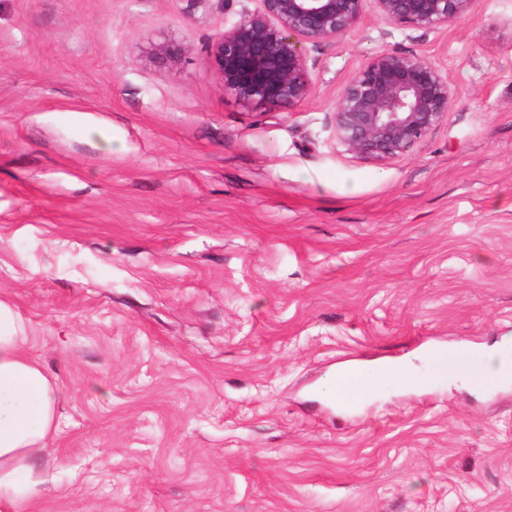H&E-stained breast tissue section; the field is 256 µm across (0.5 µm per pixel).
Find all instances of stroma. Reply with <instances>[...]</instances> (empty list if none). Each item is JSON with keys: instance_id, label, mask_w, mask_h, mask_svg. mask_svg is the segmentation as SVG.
<instances>
[{"instance_id": "1", "label": "stroma", "mask_w": 512, "mask_h": 512, "mask_svg": "<svg viewBox=\"0 0 512 512\" xmlns=\"http://www.w3.org/2000/svg\"><path fill=\"white\" fill-rule=\"evenodd\" d=\"M256 5L0 0V296L59 387L24 512H512V377L330 386L512 341V0L427 32L367 9L289 110L204 53ZM383 51L454 96L380 165L332 111Z\"/></svg>"}]
</instances>
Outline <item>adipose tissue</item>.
<instances>
[{
    "instance_id": "1",
    "label": "adipose tissue",
    "mask_w": 512,
    "mask_h": 512,
    "mask_svg": "<svg viewBox=\"0 0 512 512\" xmlns=\"http://www.w3.org/2000/svg\"><path fill=\"white\" fill-rule=\"evenodd\" d=\"M439 366L455 362L463 373L505 378L512 375V343L466 352L440 348ZM58 390L28 350L15 308L0 298V512H21L44 480L34 469L58 428Z\"/></svg>"
}]
</instances>
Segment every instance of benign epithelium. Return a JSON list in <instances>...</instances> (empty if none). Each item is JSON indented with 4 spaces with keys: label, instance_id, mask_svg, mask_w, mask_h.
Returning a JSON list of instances; mask_svg holds the SVG:
<instances>
[{
    "label": "benign epithelium",
    "instance_id": "obj_1",
    "mask_svg": "<svg viewBox=\"0 0 512 512\" xmlns=\"http://www.w3.org/2000/svg\"><path fill=\"white\" fill-rule=\"evenodd\" d=\"M205 46L224 88L245 106L291 108L314 88L306 45L343 37L362 21L366 0H258ZM383 19L432 31L464 18L471 0H373ZM183 47L154 44L152 59L171 63ZM453 92L438 65L408 54L368 57L332 112L338 143L352 157L385 164L411 152L448 116Z\"/></svg>",
    "mask_w": 512,
    "mask_h": 512
}]
</instances>
